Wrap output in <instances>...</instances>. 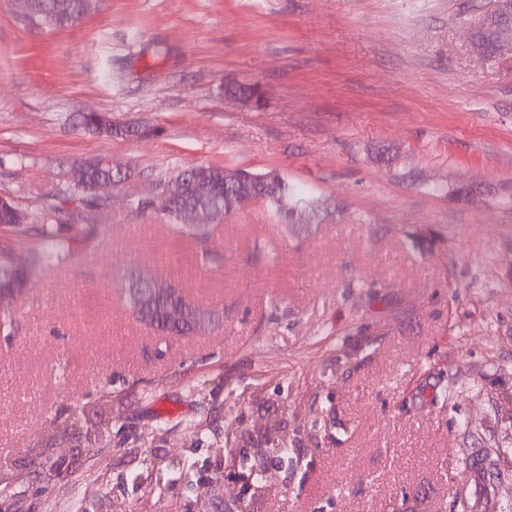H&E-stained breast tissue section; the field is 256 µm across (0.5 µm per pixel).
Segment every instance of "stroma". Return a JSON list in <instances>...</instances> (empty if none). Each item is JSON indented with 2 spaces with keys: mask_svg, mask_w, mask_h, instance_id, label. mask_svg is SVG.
<instances>
[{
  "mask_svg": "<svg viewBox=\"0 0 512 512\" xmlns=\"http://www.w3.org/2000/svg\"><path fill=\"white\" fill-rule=\"evenodd\" d=\"M491 3L97 0L56 29L0 0V197L97 228L0 341V465L25 477L0 512H224L214 451L264 421L288 456H250L282 491L249 512H453L464 488L512 512V57L469 38ZM84 112L160 133L103 139ZM100 156L132 175L98 206L70 170ZM207 164L302 202L225 216L202 263L129 201ZM138 268L220 326L161 341L124 298ZM181 459L199 492L168 484Z\"/></svg>",
  "mask_w": 512,
  "mask_h": 512,
  "instance_id": "35a3bbf8",
  "label": "stroma"
}]
</instances>
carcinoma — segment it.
<instances>
[{
  "mask_svg": "<svg viewBox=\"0 0 512 512\" xmlns=\"http://www.w3.org/2000/svg\"><path fill=\"white\" fill-rule=\"evenodd\" d=\"M87 0H36L37 13L29 23L38 26L67 27L81 21L90 8ZM79 125L99 137L117 138L114 132L116 123L101 119L97 112H85L80 116ZM130 172L112 170L107 158L96 157L86 167L72 170L73 185L98 205L106 203L112 187L127 180ZM205 182L210 186V194L201 198L195 194V184ZM165 200L158 203L157 209L163 212L172 228L179 234H188L204 245L201 258L208 263L214 260L213 251L205 247L210 230H199L188 224H179L175 215L187 206L206 209L215 213L228 214L243 209V205L264 198L283 221L288 215L278 209L276 200L282 195L290 197L295 191L282 177L264 182L260 177L236 186L224 185V168L218 166L182 167L163 182ZM0 230L35 237L36 246L29 249L23 261H18L15 247L8 241L0 240V335L11 338L14 335V322L11 316V300L19 296L30 281L38 274L47 272L70 261L76 252L72 244L86 240L93 234V227L85 224H29L26 216L8 199L0 198ZM174 288L171 281L162 277L145 275L138 277L132 272L125 283L124 294L133 316L147 323L162 336H183L193 332L196 317L206 316L219 321V315L194 303L184 305L187 315L180 328H165V309L168 300L181 295L170 292Z\"/></svg>",
  "mask_w": 512,
  "mask_h": 512,
  "instance_id": "obj_1",
  "label": "carcinoma"
}]
</instances>
